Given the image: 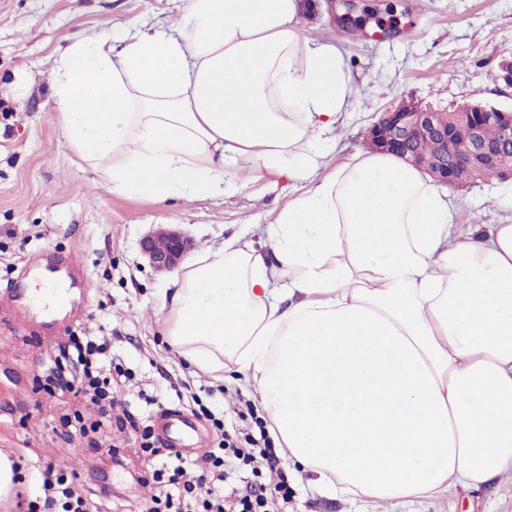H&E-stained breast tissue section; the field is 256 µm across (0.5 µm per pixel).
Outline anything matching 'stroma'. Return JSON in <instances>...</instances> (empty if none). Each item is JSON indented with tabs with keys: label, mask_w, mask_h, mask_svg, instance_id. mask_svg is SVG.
<instances>
[{
	"label": "stroma",
	"mask_w": 512,
	"mask_h": 512,
	"mask_svg": "<svg viewBox=\"0 0 512 512\" xmlns=\"http://www.w3.org/2000/svg\"><path fill=\"white\" fill-rule=\"evenodd\" d=\"M186 0H0V453L18 478L0 497V512H26L30 465L42 459L59 473L77 471L85 488L108 485L116 507L146 506L153 489L139 483L152 455L134 453L135 438L113 431L112 448L124 461L112 467L92 451L87 438L65 423L80 410L93 421L90 403L74 404L49 379L50 345L68 332L104 336L131 379L127 409L140 430L162 439V414L192 417L200 447L183 444L187 460L216 445L218 432L192 410L203 403L218 416L254 401L245 377L218 379L186 362L164 334L162 290L169 276L155 272L139 253L152 227L188 232L196 247H219L231 234L272 222L294 195L288 182L259 181L226 198L152 204L107 192L83 171L65 144L48 105L46 59L84 31L134 18L152 25L182 12ZM369 9H393L395 26L384 37L352 36L328 10L303 17L308 35L336 44L347 59L357 92L344 119L334 163L367 151L366 132L379 112L402 100L448 105L470 98L512 110V88L498 78V65L512 56V0H366ZM512 189V177L462 189L448 188L454 224H508L512 211L497 196ZM54 270L71 289L58 310L37 308L29 282ZM92 289H84L83 279ZM80 457L81 468L71 460ZM290 512H512V476L479 491L452 485L411 505L380 508L348 497L317 492L306 479L290 477Z\"/></svg>",
	"instance_id": "stroma-1"
}]
</instances>
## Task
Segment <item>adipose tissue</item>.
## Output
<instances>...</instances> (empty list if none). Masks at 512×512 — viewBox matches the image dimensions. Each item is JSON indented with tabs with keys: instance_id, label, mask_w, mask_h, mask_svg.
Segmentation results:
<instances>
[{
	"instance_id": "adipose-tissue-1",
	"label": "adipose tissue",
	"mask_w": 512,
	"mask_h": 512,
	"mask_svg": "<svg viewBox=\"0 0 512 512\" xmlns=\"http://www.w3.org/2000/svg\"><path fill=\"white\" fill-rule=\"evenodd\" d=\"M300 0H186L52 60L48 103L108 191L163 204L303 184L264 233L189 259L165 333L246 374L324 493L411 503L512 473V224L457 232L446 193L392 154L327 167L354 83Z\"/></svg>"
}]
</instances>
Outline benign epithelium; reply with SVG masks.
Returning <instances> with one entry per match:
<instances>
[{"label": "benign epithelium", "mask_w": 512, "mask_h": 512, "mask_svg": "<svg viewBox=\"0 0 512 512\" xmlns=\"http://www.w3.org/2000/svg\"><path fill=\"white\" fill-rule=\"evenodd\" d=\"M331 12L340 8L342 22L356 19L360 0H326ZM493 123L497 136L489 139L486 127ZM425 131L435 138L440 153L421 155L413 148L414 134ZM370 148L392 152L421 171L439 168L442 183L458 187L487 181L512 171V111L488 110L479 100L455 106L451 112L424 109L403 101L381 113L370 128ZM193 248V240L171 227L150 230L140 242L142 258L157 272L177 268Z\"/></svg>", "instance_id": "obj_1"}]
</instances>
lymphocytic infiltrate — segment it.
Masks as SVG:
<instances>
[{
    "mask_svg": "<svg viewBox=\"0 0 512 512\" xmlns=\"http://www.w3.org/2000/svg\"><path fill=\"white\" fill-rule=\"evenodd\" d=\"M57 358L51 372L54 376L69 374L70 384L77 393L90 397L98 407V416L90 426H79V433L93 431L110 433L112 409L116 403V379L111 366L101 365L103 346L71 336L69 344L57 345ZM254 415L252 406L238 409V427L225 429L223 422L215 427L221 432L216 448L211 449L198 469H191L187 461L176 452L163 456L150 464L141 476V484H158L159 493L151 499L147 512H225L234 506L237 512H288L292 492L288 488V475L280 470V457L267 433H255L250 423ZM251 467L252 471L266 468L275 471L277 482L272 491H260L245 484L234 502H227L224 483L234 463ZM36 489L34 500L27 504L28 512H103L104 502L110 497L108 489L85 490L56 474L51 465H34L31 475Z\"/></svg>",
    "mask_w": 512,
    "mask_h": 512,
    "instance_id": "f902f5d3",
    "label": "lymphocytic infiltrate"
}]
</instances>
